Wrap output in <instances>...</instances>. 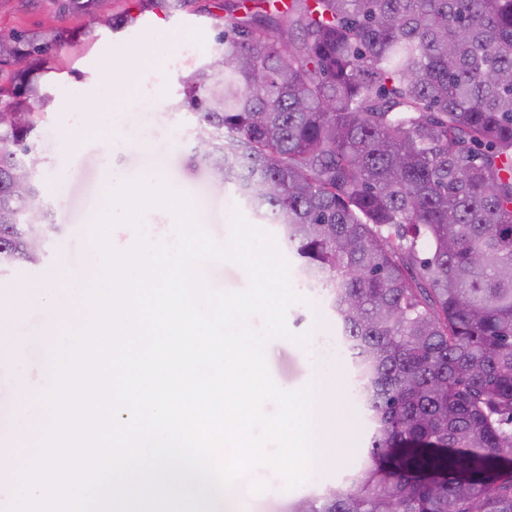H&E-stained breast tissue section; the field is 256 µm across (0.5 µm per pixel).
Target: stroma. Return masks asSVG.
<instances>
[{
    "label": "stroma",
    "mask_w": 512,
    "mask_h": 512,
    "mask_svg": "<svg viewBox=\"0 0 512 512\" xmlns=\"http://www.w3.org/2000/svg\"><path fill=\"white\" fill-rule=\"evenodd\" d=\"M213 2L194 0L191 7L166 16L141 10L140 0H112L113 12L135 18L119 31L91 24L83 16L62 20L71 37L51 58L53 70L43 84L49 102L39 110L35 139V151L45 160L38 178L58 231L49 237L41 264L1 272L0 289L44 282L64 295L75 280L88 281L94 276L97 265L90 256L89 231L105 192L103 153L116 134L127 137L130 144L113 154V167L133 177L153 167L174 189L191 197L200 225L218 242L228 238L233 209L254 220L251 208L233 188H216L193 150L195 119L177 106L183 78L216 51V20L205 11ZM50 9V0H0V34L14 29L39 32ZM116 47L134 51L143 61L136 90H127L121 75L108 66ZM76 129L81 132L76 146L63 148L61 136ZM47 318V312L31 310L16 329L34 384L44 366L37 331ZM286 320L296 334L337 333L332 311L318 301L292 305ZM266 355L270 373L283 389H296L319 377L336 384L337 417L328 430L336 446L320 470L290 491L285 490L281 474L257 467L254 477L262 483V491L245 492L240 484H233L229 498L233 512H292L298 500L322 493L367 460L369 431L350 397L345 356H323L315 348L303 349L283 339L271 341Z\"/></svg>",
    "instance_id": "obj_1"
}]
</instances>
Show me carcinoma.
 <instances>
[{
    "label": "carcinoma",
    "instance_id": "1",
    "mask_svg": "<svg viewBox=\"0 0 512 512\" xmlns=\"http://www.w3.org/2000/svg\"><path fill=\"white\" fill-rule=\"evenodd\" d=\"M190 0H142L170 15ZM104 0L56 15L135 17ZM183 79L194 150L300 259L335 314L369 460L293 512H512V0H224ZM67 30L0 37V266L49 232L34 158ZM428 257H418L419 242Z\"/></svg>",
    "mask_w": 512,
    "mask_h": 512
}]
</instances>
